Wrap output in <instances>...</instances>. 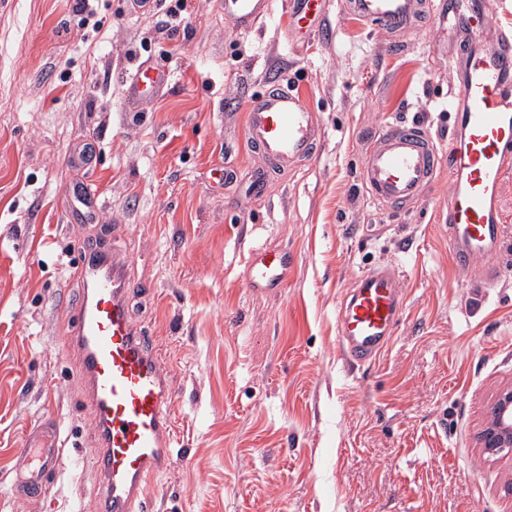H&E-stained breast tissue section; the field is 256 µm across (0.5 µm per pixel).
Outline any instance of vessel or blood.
I'll return each mask as SVG.
<instances>
[{
    "label": "vessel or blood",
    "mask_w": 512,
    "mask_h": 512,
    "mask_svg": "<svg viewBox=\"0 0 512 512\" xmlns=\"http://www.w3.org/2000/svg\"><path fill=\"white\" fill-rule=\"evenodd\" d=\"M329 0H288L290 31L305 37L326 29ZM224 14L243 32L270 13L271 0H223ZM353 11L382 30L408 27L419 0H353ZM435 11L462 38L460 94L451 102L460 142L448 153V241L461 270L479 268L487 283L500 270L488 256L504 246L496 193L512 165V34L492 31L486 0H439ZM173 79L170 68L140 65L127 79L130 106L154 97ZM246 136L253 149L285 168L313 156L321 141L314 112L294 88L272 81L250 98ZM439 150L416 124L395 122L375 132L364 154L362 181L378 202L402 210L420 201L434 180ZM78 255L75 273L85 286L72 308L71 342L79 356L90 398L96 444L91 464L101 479L92 512H149L145 487L173 458L170 406L176 389L166 378L156 349L137 327L130 308L137 285L119 260ZM287 252L254 249L246 272L259 290L280 287ZM405 305L400 276L379 265L355 277L336 314L339 348L350 368L372 362L396 331ZM59 426L34 437L21 455L18 474L24 496L38 495L57 475L64 458Z\"/></svg>",
    "instance_id": "obj_1"
}]
</instances>
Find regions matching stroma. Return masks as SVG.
Masks as SVG:
<instances>
[{
    "instance_id": "1",
    "label": "stroma",
    "mask_w": 512,
    "mask_h": 512,
    "mask_svg": "<svg viewBox=\"0 0 512 512\" xmlns=\"http://www.w3.org/2000/svg\"><path fill=\"white\" fill-rule=\"evenodd\" d=\"M0 0V512L91 503L92 468H66L40 498L18 496L29 433L63 424L66 456L90 457V401L70 342L69 268L106 235L141 284L135 322L180 393L177 446L147 487L152 512H512V453L480 434L512 387V249L486 287L448 250L447 167L405 210L361 181L367 136L405 121L441 154L455 146L448 104L460 80L448 26L424 12L391 35L333 0L326 35L293 42L287 0L249 33L218 0ZM168 64L173 82L136 110L125 77ZM291 83L315 113L318 154L268 173L248 146L246 103ZM233 168L229 183L215 169ZM105 205L95 225L70 189ZM286 250L288 282L254 294L250 250ZM402 272L405 308L388 348L349 370L336 313L354 278Z\"/></svg>"
}]
</instances>
